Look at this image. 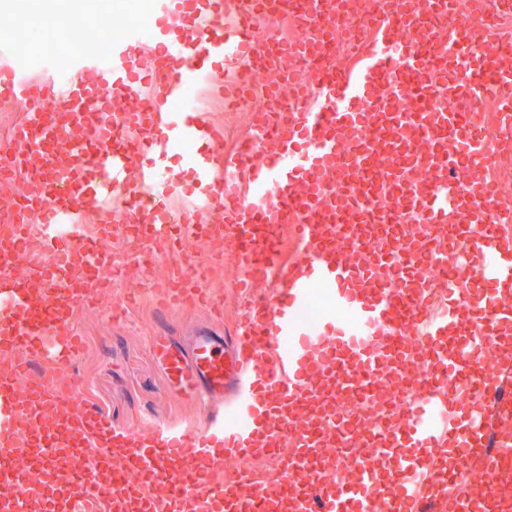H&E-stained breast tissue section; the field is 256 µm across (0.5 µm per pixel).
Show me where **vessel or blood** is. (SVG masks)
<instances>
[{
    "label": "vessel or blood",
    "instance_id": "b4317fda",
    "mask_svg": "<svg viewBox=\"0 0 512 512\" xmlns=\"http://www.w3.org/2000/svg\"><path fill=\"white\" fill-rule=\"evenodd\" d=\"M292 3L152 0L153 28H125L107 57L46 62L42 79L0 68V100L33 117L0 146V170L16 180H28L16 145L32 128L51 135L95 98L142 103L119 125L101 115L89 190L57 192L48 169L9 209L17 231L39 223L55 254L28 265L0 237V512L19 495L41 512H280L268 483L292 487L296 471L336 465L317 428H291L289 413L350 420L343 398L370 394L379 371L413 358L409 335L428 374L405 391L408 414L380 447L394 462L390 512H496L466 493L465 462L497 467L512 415V357L491 373L474 365L484 345L512 340V204L497 179L512 158V0H473L466 12L458 0H327L294 40L281 28ZM299 60L320 66L303 73ZM204 77L239 102L263 92L237 147L187 102ZM488 97L500 102L491 141L477 110ZM175 162L193 193L180 209L165 204L182 192ZM120 189L127 218L104 221L105 235L131 230L160 253L217 238L238 269L233 335L202 329L164 354L178 388L207 404L203 429L113 431L62 375L82 349L74 312L107 282L97 245L59 246L54 229L79 232L87 194ZM207 275L202 259L187 261L161 306L219 314ZM316 288L331 314L313 325L299 312ZM458 382L470 391L461 407L448 390ZM273 451L272 477L226 469ZM359 470L351 484L313 477L293 512H375L379 476Z\"/></svg>",
    "mask_w": 512,
    "mask_h": 512
}]
</instances>
